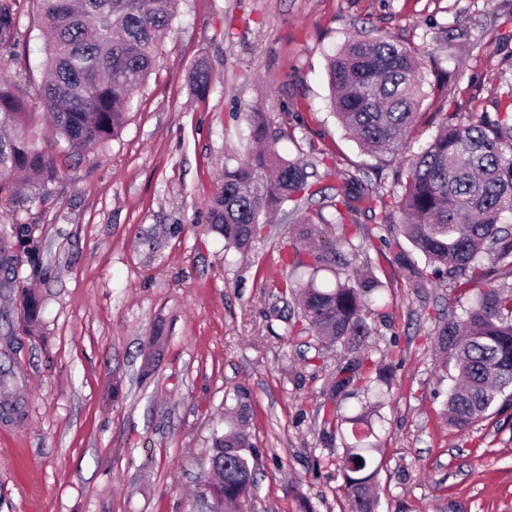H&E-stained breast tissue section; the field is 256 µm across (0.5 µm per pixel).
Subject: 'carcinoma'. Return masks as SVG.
Instances as JSON below:
<instances>
[{
  "label": "carcinoma",
  "mask_w": 512,
  "mask_h": 512,
  "mask_svg": "<svg viewBox=\"0 0 512 512\" xmlns=\"http://www.w3.org/2000/svg\"><path fill=\"white\" fill-rule=\"evenodd\" d=\"M41 23L49 31L44 68L47 78L37 101L28 99L17 82L0 78V199L20 194L22 179L40 188L60 177L54 146L67 143L74 152L104 146L118 136L127 112L145 84L158 53L163 31L176 17V0H35ZM19 38L17 0H0V58L13 54ZM207 67L192 73V91L204 97L210 88ZM332 110L340 123L371 154L395 153L408 134L425 93L420 52L392 35L356 36L330 58ZM260 148L233 168L209 205L211 228L233 247L246 251L260 236V217L287 201L315 195L306 165L282 158L275 150L279 130L263 112L247 114ZM357 189L334 203L333 219L299 221L300 244L283 252L285 266L311 271L305 281L285 279L282 293L297 303L300 332L322 346L339 347L344 362L331 378L330 401L359 386L383 404V387L399 360L392 354L374 360L367 345L373 332L368 297L382 287L374 272L354 268L332 287L317 284L316 274L336 263L351 265L336 254L360 233L345 222L342 210L353 201L369 209L400 212L406 239L425 258L432 272L445 271L461 290L484 287L476 305L459 319H441L435 341L457 370L445 403L448 422L463 430L486 418L499 396L512 397V284L490 277L484 257L512 255V240L499 227L502 213L512 211V123L488 113L462 121L442 118L438 134L411 158L399 191L370 193L360 180ZM35 224H0V288L16 286L19 269L28 265L32 278L43 275L36 255ZM28 327L37 326L40 303L21 293ZM0 389L15 386L11 349L0 353ZM24 418L18 402L0 404V421ZM225 429L211 446V469L217 481L208 486L216 512L230 509L255 486V445L248 432L246 395L224 412ZM322 423L351 425L354 442L346 445L336 469L343 478L350 512H378L377 476L382 463L373 460L382 442L369 415L345 417L336 406H324Z\"/></svg>",
  "instance_id": "cac0c4a2"
}]
</instances>
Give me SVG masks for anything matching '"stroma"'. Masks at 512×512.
I'll return each instance as SVG.
<instances>
[{"instance_id": "35a3bbf8", "label": "stroma", "mask_w": 512, "mask_h": 512, "mask_svg": "<svg viewBox=\"0 0 512 512\" xmlns=\"http://www.w3.org/2000/svg\"><path fill=\"white\" fill-rule=\"evenodd\" d=\"M20 45L0 74L36 93L44 34L20 0ZM466 26L462 42L442 28ZM361 32L429 52L427 97L406 147L373 155L329 107L328 57ZM211 90L192 95L195 64ZM512 102V0H178L173 29L118 136L56 152L46 189L0 200V224L37 225L46 270L24 287L41 301L32 334H16L14 393L24 419L0 424V512H203V480L229 395L246 393L257 482L241 512H347L334 463L344 436L323 426L324 389L344 354L290 336L293 299L278 285L279 211L248 254L210 228L225 166L252 145L249 112L282 132L276 149L306 163L310 212L331 216L338 192L363 178L388 191L435 136L440 113L461 119ZM353 246L383 286L373 306L374 355L401 351L382 414L381 512H512V400L460 430L443 416L451 376L439 373L440 316H462L452 280L416 287L394 261L400 216L357 205Z\"/></svg>"}]
</instances>
